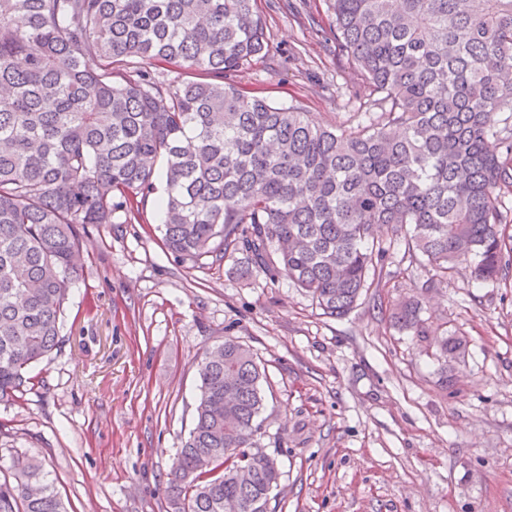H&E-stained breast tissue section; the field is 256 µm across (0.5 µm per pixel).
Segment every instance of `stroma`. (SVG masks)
Instances as JSON below:
<instances>
[{
  "mask_svg": "<svg viewBox=\"0 0 512 512\" xmlns=\"http://www.w3.org/2000/svg\"><path fill=\"white\" fill-rule=\"evenodd\" d=\"M270 49L234 82L321 125L361 122L362 79L330 40L326 0H258ZM159 195L82 232L60 342L0 402V482L41 459L69 512H170L167 473L193 426L198 363L234 336L265 366L259 444L277 458L266 512H512V269L500 282L410 264L397 244L346 317L285 279L241 281L162 246ZM426 336L393 327L403 297ZM466 337L444 363L434 341Z\"/></svg>",
  "mask_w": 512,
  "mask_h": 512,
  "instance_id": "stroma-1",
  "label": "stroma"
}]
</instances>
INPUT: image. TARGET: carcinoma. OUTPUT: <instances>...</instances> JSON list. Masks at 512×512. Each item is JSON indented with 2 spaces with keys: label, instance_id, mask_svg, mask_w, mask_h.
I'll list each match as a JSON object with an SVG mask.
<instances>
[{
  "label": "carcinoma",
  "instance_id": "1",
  "mask_svg": "<svg viewBox=\"0 0 512 512\" xmlns=\"http://www.w3.org/2000/svg\"><path fill=\"white\" fill-rule=\"evenodd\" d=\"M256 0H0V402L60 341L79 228L131 217L166 173L160 227L182 262L242 256L341 319L405 243L444 278L512 264V0H329L336 46L369 90V123L312 122L249 96L232 74L269 51ZM132 57L208 81L164 80ZM498 138L499 154L487 150ZM394 238H375L374 225ZM394 324L426 335L418 302ZM439 357H465L450 335ZM189 437L168 473L171 512H264L281 475L258 450L265 367L226 337L198 365ZM0 512H68L42 461L0 483Z\"/></svg>",
  "mask_w": 512,
  "mask_h": 512
}]
</instances>
